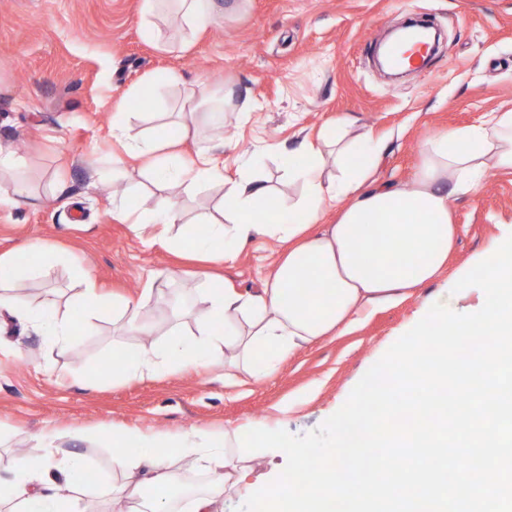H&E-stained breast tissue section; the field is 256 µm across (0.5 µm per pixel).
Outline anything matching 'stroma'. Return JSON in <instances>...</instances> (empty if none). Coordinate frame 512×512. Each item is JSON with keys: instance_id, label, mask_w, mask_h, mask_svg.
Returning <instances> with one entry per match:
<instances>
[{"instance_id": "35a3bbf8", "label": "stroma", "mask_w": 512, "mask_h": 512, "mask_svg": "<svg viewBox=\"0 0 512 512\" xmlns=\"http://www.w3.org/2000/svg\"><path fill=\"white\" fill-rule=\"evenodd\" d=\"M141 0H0V142L19 145L24 179L38 202L18 200L0 182V254L50 240L59 258L14 290L22 305L53 300L73 310L89 270L105 313L67 350L19 316L0 312V473L21 455L46 446L79 450L93 483L118 480L113 433L153 435L174 470L203 488L211 473L189 466L171 446L186 431L268 421L294 435L318 428L390 346L437 303L469 314L484 301L459 279L492 244L512 235V173L491 176L478 193L450 200L457 238L440 278L406 299L378 308L351 329L316 341L254 382L216 363L205 372L183 367L151 378L114 380L102 371L114 357L162 346L179 325L196 332L193 308L205 284L188 253L151 244L152 228L133 231L112 213L113 195L161 197L139 159L112 138L113 109L128 91L172 73L155 107L175 106L187 89H235L259 101L247 115L226 113L224 174L237 177L265 142L294 148L344 122L348 138L382 140L371 180L412 188L423 144L448 130L477 125L512 110V0H243L189 42L157 44L140 32ZM421 16L446 35L429 69L391 83L372 62L373 34ZM283 247L252 239L219 268L236 288L254 291L272 274ZM174 278L145 309L152 335L113 324L114 299H140L154 271ZM182 297L188 313L171 314Z\"/></svg>"}]
</instances>
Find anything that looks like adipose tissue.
Segmentation results:
<instances>
[{
    "label": "adipose tissue",
    "mask_w": 512,
    "mask_h": 512,
    "mask_svg": "<svg viewBox=\"0 0 512 512\" xmlns=\"http://www.w3.org/2000/svg\"><path fill=\"white\" fill-rule=\"evenodd\" d=\"M168 16L198 31L214 24L219 11L216 0H143L144 35L159 40L156 21ZM234 108L248 112L254 103L248 97L235 102L230 90L199 99L190 95L171 121L145 137L135 132L136 113L122 102L115 107L113 138L125 150L137 152L159 184L180 188L219 182L226 190L224 209L211 218L207 235L192 234L182 241L168 235L170 226L183 220L175 198L136 203L123 197L113 202V213L137 225L152 224L154 243L202 253L218 262L232 259L256 236L287 247L256 291L229 285L207 289L196 311L197 339L186 340L178 329H170L165 350L151 347L141 350L134 361L114 364L116 379L151 376L176 364L204 369L219 358L250 377L268 375L303 345L336 333L356 315L399 299L405 290L433 281L454 247L450 198L478 192L497 172H512V111L426 142L417 185L409 190L370 184L371 160L380 153V143L370 138L344 142L342 129L336 128L323 137L336 145L334 159H326L312 142L298 144L285 175L288 182L300 183L302 191L283 213H268L262 205L273 191L266 182L247 172L234 180L224 176L226 142L212 128ZM330 163L336 176L325 174ZM337 202L342 208L336 222L320 224L322 211ZM26 275L13 255H0V310L24 318L62 349L71 342L75 322L94 329L104 309L90 274L82 276L85 287L78 297L77 320L54 314L48 305L19 307L12 291ZM112 443L139 448L134 455L114 456L113 466L122 474L118 484L86 482L80 453L59 456L47 448L39 455L19 456L12 470L0 475V496L12 501L11 512H83L85 498L103 495L114 512H172L167 498L156 497L139 507L132 504L141 488L162 490L176 483L167 456L156 451V438L116 433ZM235 445L230 428L206 434L201 441L191 433L181 437L182 456L215 476L211 490L192 496L191 512H220L224 494H245L248 472L230 453Z\"/></svg>",
    "instance_id": "obj_1"
}]
</instances>
